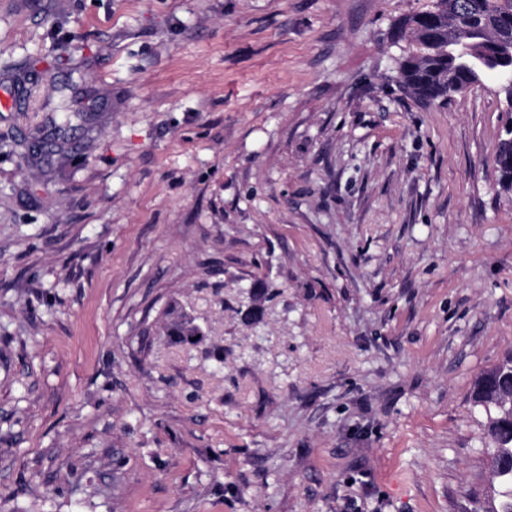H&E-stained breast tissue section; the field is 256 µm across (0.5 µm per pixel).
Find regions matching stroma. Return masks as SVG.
Masks as SVG:
<instances>
[{"mask_svg": "<svg viewBox=\"0 0 512 512\" xmlns=\"http://www.w3.org/2000/svg\"><path fill=\"white\" fill-rule=\"evenodd\" d=\"M429 4L0 0V512H482L512 105L401 86ZM278 294L279 292L277 291H268V288H262L249 305L245 306V308L241 307L240 313L243 314L246 323L255 327L258 326L265 316V308L261 304L262 301L272 302ZM162 336L178 344H196L205 334L194 319L178 310H167L161 324ZM195 338V341H191Z\"/></svg>", "mask_w": 512, "mask_h": 512, "instance_id": "35a3bbf8", "label": "stroma"}]
</instances>
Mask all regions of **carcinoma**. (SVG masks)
<instances>
[{"mask_svg":"<svg viewBox=\"0 0 512 512\" xmlns=\"http://www.w3.org/2000/svg\"><path fill=\"white\" fill-rule=\"evenodd\" d=\"M432 10L442 21L416 12L399 24V33L411 34L417 48L398 66L400 83L418 99L441 104L463 93L484 71L503 74L512 53V0H433ZM279 292L261 289L240 308L247 324L264 319V302ZM161 333L167 340L189 344L204 338L194 319L178 310L164 314ZM475 405L487 413L486 451L493 483L485 512H512V355L482 374L473 387Z\"/></svg>","mask_w":512,"mask_h":512,"instance_id":"cac0c4a2","label":"carcinoma"}]
</instances>
